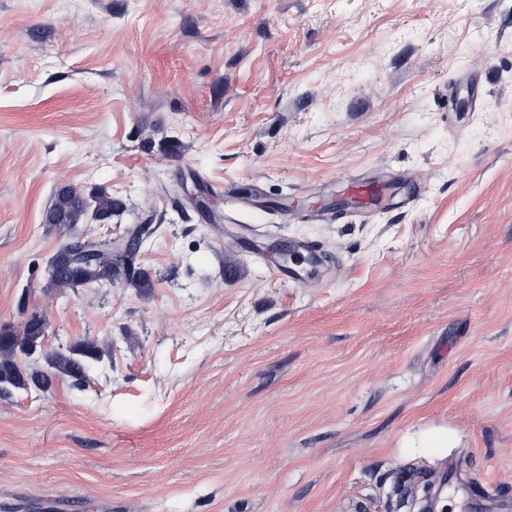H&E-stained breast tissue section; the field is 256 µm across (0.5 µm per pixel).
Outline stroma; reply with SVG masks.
<instances>
[{
  "label": "stroma",
  "mask_w": 512,
  "mask_h": 512,
  "mask_svg": "<svg viewBox=\"0 0 512 512\" xmlns=\"http://www.w3.org/2000/svg\"><path fill=\"white\" fill-rule=\"evenodd\" d=\"M65 185L150 224L151 287L45 290ZM35 308L105 349L0 392V512H400L451 467L446 512H512V0H0V325Z\"/></svg>",
  "instance_id": "35a3bbf8"
}]
</instances>
